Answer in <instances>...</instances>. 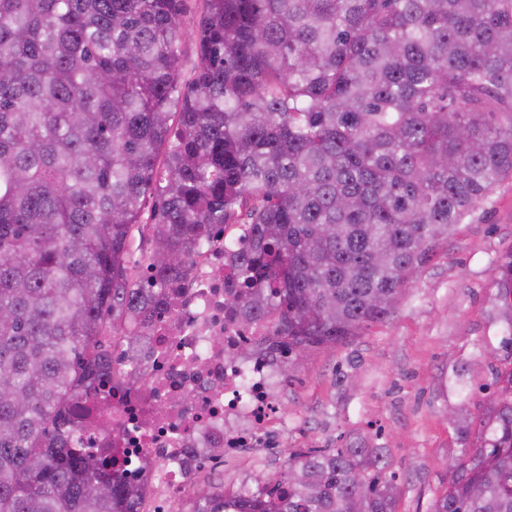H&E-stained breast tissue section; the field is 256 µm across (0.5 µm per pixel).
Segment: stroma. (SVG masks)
I'll return each mask as SVG.
<instances>
[{
	"mask_svg": "<svg viewBox=\"0 0 512 512\" xmlns=\"http://www.w3.org/2000/svg\"><path fill=\"white\" fill-rule=\"evenodd\" d=\"M203 0H183L178 82L198 61ZM512 252V179L502 180L457 225L448 245L401 291L390 315L347 343L313 351L284 385L288 435L221 474L253 485L297 448H384L399 487L397 512H430L449 462L463 452L446 413L481 414L493 390L492 362L507 353L495 269Z\"/></svg>",
	"mask_w": 512,
	"mask_h": 512,
	"instance_id": "35a3bbf8",
	"label": "stroma"
}]
</instances>
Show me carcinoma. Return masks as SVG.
Segmentation results:
<instances>
[{
	"label": "carcinoma",
	"instance_id": "1",
	"mask_svg": "<svg viewBox=\"0 0 512 512\" xmlns=\"http://www.w3.org/2000/svg\"><path fill=\"white\" fill-rule=\"evenodd\" d=\"M182 0H0V512H138L103 423L107 333L153 312L241 224L238 318L288 375L363 335L512 177V0H204L178 84ZM153 190V249L129 266ZM496 286L512 346V253ZM431 512H512V361ZM384 448H300L194 512H395Z\"/></svg>",
	"mask_w": 512,
	"mask_h": 512
}]
</instances>
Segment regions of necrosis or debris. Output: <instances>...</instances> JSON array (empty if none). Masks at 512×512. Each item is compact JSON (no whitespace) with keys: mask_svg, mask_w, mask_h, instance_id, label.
<instances>
[{"mask_svg":"<svg viewBox=\"0 0 512 512\" xmlns=\"http://www.w3.org/2000/svg\"><path fill=\"white\" fill-rule=\"evenodd\" d=\"M239 284L219 235L169 289L166 314L119 338L111 426L78 448L111 455L137 487L141 512H192L210 449L233 463L278 445L288 429L276 392L284 347L266 322L234 319ZM254 344L261 355H247Z\"/></svg>","mask_w":512,"mask_h":512,"instance_id":"4bbe7bcc","label":"necrosis or debris"}]
</instances>
